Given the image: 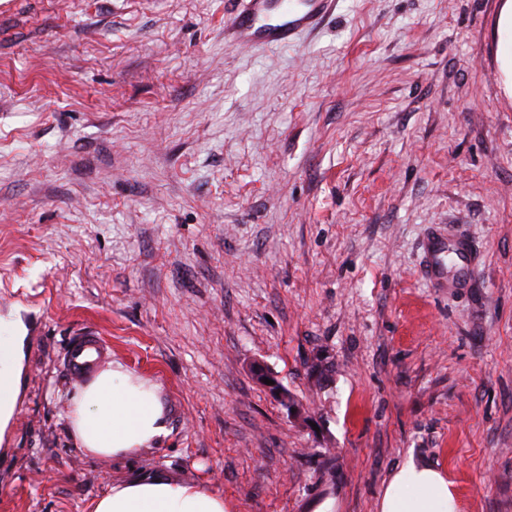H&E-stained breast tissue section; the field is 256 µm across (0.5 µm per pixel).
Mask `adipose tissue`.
Wrapping results in <instances>:
<instances>
[{
    "instance_id": "1",
    "label": "adipose tissue",
    "mask_w": 512,
    "mask_h": 512,
    "mask_svg": "<svg viewBox=\"0 0 512 512\" xmlns=\"http://www.w3.org/2000/svg\"><path fill=\"white\" fill-rule=\"evenodd\" d=\"M25 334L19 320L0 332V434L20 393ZM66 420L75 447L100 460L134 456L170 433L159 384L119 363L101 370L72 396ZM458 509L448 473L413 461L391 473L378 503V512ZM93 512H224V499L157 471L112 485Z\"/></svg>"
}]
</instances>
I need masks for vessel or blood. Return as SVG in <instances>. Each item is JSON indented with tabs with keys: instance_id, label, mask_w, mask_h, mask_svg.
<instances>
[{
	"instance_id": "obj_1",
	"label": "vessel or blood",
	"mask_w": 512,
	"mask_h": 512,
	"mask_svg": "<svg viewBox=\"0 0 512 512\" xmlns=\"http://www.w3.org/2000/svg\"><path fill=\"white\" fill-rule=\"evenodd\" d=\"M336 8V0H248L246 11L234 14L224 24L228 38L239 45L270 46L290 42L299 33L315 28ZM111 356V350L95 333L71 337L64 356V369L74 380L91 377Z\"/></svg>"
}]
</instances>
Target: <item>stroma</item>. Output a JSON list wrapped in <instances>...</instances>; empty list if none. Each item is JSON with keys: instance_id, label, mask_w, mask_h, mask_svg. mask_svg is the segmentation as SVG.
<instances>
[{"instance_id": "obj_1", "label": "stroma", "mask_w": 512, "mask_h": 512, "mask_svg": "<svg viewBox=\"0 0 512 512\" xmlns=\"http://www.w3.org/2000/svg\"><path fill=\"white\" fill-rule=\"evenodd\" d=\"M504 3L337 0L270 48L225 42L240 0H0V317L27 328L0 512L156 471L226 512H377L411 459L512 512ZM461 235L430 286L427 239ZM86 331L162 386L170 433L134 458L69 436Z\"/></svg>"}]
</instances>
